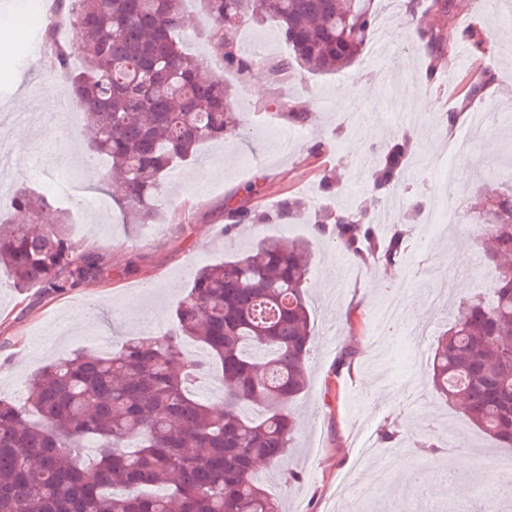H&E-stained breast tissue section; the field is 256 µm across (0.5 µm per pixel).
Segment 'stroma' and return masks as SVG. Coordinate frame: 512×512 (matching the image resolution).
Instances as JSON below:
<instances>
[{
    "mask_svg": "<svg viewBox=\"0 0 512 512\" xmlns=\"http://www.w3.org/2000/svg\"><path fill=\"white\" fill-rule=\"evenodd\" d=\"M412 16L403 0H375V31L349 67L313 75L296 72L281 85L238 84L205 33L192 36L187 52L231 85L240 100L253 104L246 136L208 140L195 158L166 179L161 219L133 224L110 200L118 185L101 186L99 172L84 167L74 144L48 128L65 121L45 102L65 92V77L50 62L21 53L23 34L14 16L19 0H0V38L11 41L0 56V115L22 114L20 126L0 125V141L10 153L0 165V217L20 220L14 199L20 186L48 188L60 183L63 206L80 217L73 241L80 252L99 254L105 273L63 290L16 291L0 269V397L24 401L35 371L46 362L92 350L106 353L125 337L159 335L192 286L196 269L248 252L258 240L280 236L308 241L312 251L307 284L315 348L308 363L309 385L293 405L299 427L279 470H262L269 491L281 497L284 512H334L344 499L388 512H472L476 499L493 490L489 459L503 450L469 423L461 409L432 389L430 356L468 299L485 294L493 264L479 244V225L488 199L503 193L501 172L512 165V127L496 113L512 105V22L483 0H454L441 19L448 33L476 26L490 35L489 49L474 56L459 44L436 76L418 49V25L430 0H415ZM481 68L495 74L483 98L468 109L482 112L480 128L465 119L449 123L465 92L463 77ZM368 79L371 94L356 83ZM305 102L314 116L305 135L270 106L272 98ZM470 140L467 153L448 154V134ZM409 136L417 145L403 186L385 195L372 192L371 173L383 141ZM453 162V177L442 172ZM335 185L322 190L323 181ZM455 183L467 198V221L439 224L420 237L432 212L447 213L446 186ZM270 214L266 224L227 227L228 198ZM301 198L305 209L278 219L281 200ZM398 199L409 230V252L401 265L374 260L364 264L320 237V214H347L357 207L379 211ZM465 290H457L456 281ZM403 295L402 318L392 321L384 343L373 328L383 302ZM395 432L392 441L384 431ZM468 444L467 482L448 498L435 478L441 466L455 467L450 439ZM405 457L385 489L364 493L368 475L384 464L385 453ZM299 475L283 483L280 472Z\"/></svg>",
    "mask_w": 512,
    "mask_h": 512,
    "instance_id": "1",
    "label": "stroma"
}]
</instances>
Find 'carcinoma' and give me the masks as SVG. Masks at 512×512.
<instances>
[{
  "label": "carcinoma",
  "instance_id": "1",
  "mask_svg": "<svg viewBox=\"0 0 512 512\" xmlns=\"http://www.w3.org/2000/svg\"><path fill=\"white\" fill-rule=\"evenodd\" d=\"M75 32L74 45L52 54L69 80L76 109L91 132L86 164L107 159L102 178L117 177L116 198L137 224L157 215L164 177L192 160L205 140L245 129L243 109L218 76L188 55L189 19L183 0H58ZM209 37L224 68L247 78L258 60L243 52L239 30L249 20L274 22L290 55L270 62L273 85L299 66L312 74L349 66L377 21L374 0H203ZM463 39L482 52L487 34L477 27L447 36L431 21L420 30L429 75ZM81 57L79 70L71 55ZM495 80L479 72L465 102ZM293 124L311 113L292 100L270 101ZM407 149L383 148L374 186L401 183ZM484 218L481 241L496 268L492 298L467 303L432 356L434 390L461 402L466 418L512 447V187ZM55 196L22 188L15 207L27 224H0V268L15 288L63 290L102 273L99 256L76 250L67 220L40 230L39 213ZM227 226L264 223L269 215L239 206L225 211ZM367 212L325 215L318 232L365 262L405 260L406 235L395 229L381 246ZM311 248L300 240L263 238L248 254L201 268L176 312L174 329L137 336L108 355L61 357L31 378L27 401L0 398V512H281L256 477L287 451L296 420L287 406L306 388V359L314 338L304 288ZM189 337L208 359L188 355ZM208 377L219 385L222 412L195 398ZM97 441L98 457L79 445Z\"/></svg>",
  "mask_w": 512,
  "mask_h": 512
}]
</instances>
